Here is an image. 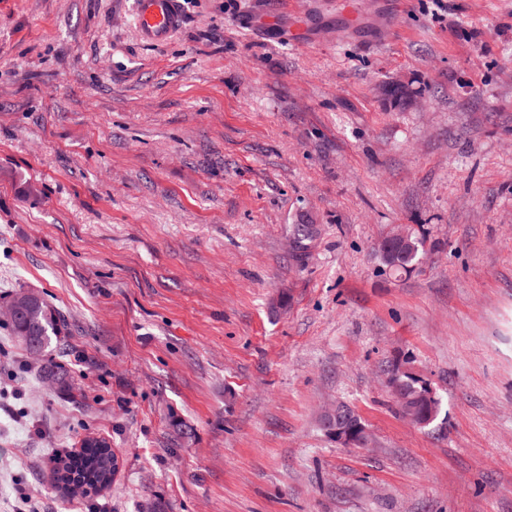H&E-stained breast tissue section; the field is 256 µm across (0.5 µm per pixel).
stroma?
Here are the masks:
<instances>
[{
  "instance_id": "1",
  "label": "stroma",
  "mask_w": 512,
  "mask_h": 512,
  "mask_svg": "<svg viewBox=\"0 0 512 512\" xmlns=\"http://www.w3.org/2000/svg\"><path fill=\"white\" fill-rule=\"evenodd\" d=\"M183 3L152 45L134 0H0V304L59 310L74 386L0 325V512H512V0ZM87 435L120 468L72 499ZM318 234L317 225H292V238L295 244L294 252L297 261L304 263L308 259L312 243L317 239ZM412 231L401 230L389 235L387 244H405L412 237ZM385 242L378 249L380 263L385 270L397 275H408L421 264L425 253L426 238L414 236L411 243L402 247H387ZM389 384L392 391L404 398L407 404L414 408L417 415L412 408L399 399L398 410L400 415L412 424L421 426L417 416L423 422V427L429 426L438 418L441 410V400L428 387L427 383L411 373L401 370L398 361L393 364ZM345 405L343 402H337L335 406L326 410L322 415V425L329 431L332 437L336 438V443L342 445L349 442L347 428L341 422L342 415L346 410ZM325 432L328 434L326 430ZM54 471L65 495L90 498L112 485L111 448H81L76 454L57 456Z\"/></svg>"
}]
</instances>
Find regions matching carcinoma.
I'll return each mask as SVG.
<instances>
[{
    "instance_id": "1",
    "label": "carcinoma",
    "mask_w": 512,
    "mask_h": 512,
    "mask_svg": "<svg viewBox=\"0 0 512 512\" xmlns=\"http://www.w3.org/2000/svg\"><path fill=\"white\" fill-rule=\"evenodd\" d=\"M319 234L315 224L292 225L295 258L305 262L312 243ZM425 237H413L410 244L389 247L381 243L378 249L383 268L397 275H408L421 264L425 253ZM63 320L58 310L46 301L28 308L17 319L9 323L10 335L19 339L29 332L42 344L43 349L51 347L60 336ZM392 391L412 406L423 426L432 424L439 416L441 400L427 383L400 369L394 363L389 378ZM55 476L58 488L68 496L91 497L112 485V451L109 448H83L76 454L55 458Z\"/></svg>"
}]
</instances>
